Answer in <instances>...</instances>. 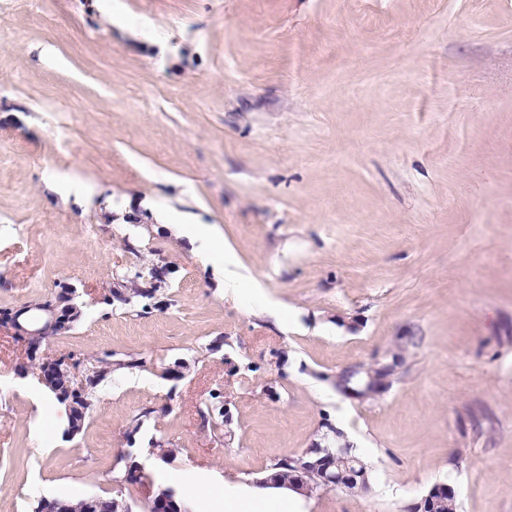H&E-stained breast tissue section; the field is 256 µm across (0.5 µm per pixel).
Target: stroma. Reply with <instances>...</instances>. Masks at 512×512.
Listing matches in <instances>:
<instances>
[{
    "label": "stroma",
    "mask_w": 512,
    "mask_h": 512,
    "mask_svg": "<svg viewBox=\"0 0 512 512\" xmlns=\"http://www.w3.org/2000/svg\"><path fill=\"white\" fill-rule=\"evenodd\" d=\"M61 358L109 364L73 436L32 399ZM340 435L368 488L297 512H512V0H0V512H215L200 478ZM171 225H175L189 241L192 250L202 258H207L220 247L219 232L215 227L210 226L211 224L179 222ZM391 371L392 367L384 366L372 372H366L358 381L361 393L373 394L380 391L384 387L387 378L391 375ZM448 490H451V488L447 485H438L432 488L429 494L423 497L422 502L419 503L421 507L424 504V512H436L439 500L442 499L444 493L448 492ZM442 509L443 510L437 512H456V501L454 494L447 497V500L442 506ZM149 512H191L172 488H160L149 500ZM63 501H65L68 506L69 510L66 512H86L85 506L87 511L90 512H103L107 508V504L112 508V512H129V508L125 505H123L120 501H118L116 498L112 497V500H106L101 496H89L82 499L77 500H71L66 498H60ZM85 501V504H84Z\"/></svg>",
    "instance_id": "obj_1"
}]
</instances>
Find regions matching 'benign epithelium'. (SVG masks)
<instances>
[{
  "instance_id": "1",
  "label": "benign epithelium",
  "mask_w": 512,
  "mask_h": 512,
  "mask_svg": "<svg viewBox=\"0 0 512 512\" xmlns=\"http://www.w3.org/2000/svg\"><path fill=\"white\" fill-rule=\"evenodd\" d=\"M78 365L71 364L66 360H57L50 364L40 366L38 380L56 397L66 404L70 424L68 433L71 435L79 431V419L84 416L91 407V401L87 398L85 380H80V386L71 387L75 370ZM349 452L347 444H339L334 448H310L298 458L292 460L293 472L297 473L292 487L300 485L308 492L319 490H331L343 488L347 485H356L364 489L368 485L367 475L354 468L353 464L345 459ZM314 472L320 478V485L313 487L303 480V475ZM450 487L438 485L432 488L429 494L423 497L422 504L426 512H436L439 500ZM88 512H104L106 508H112V512H129L117 499L106 500L101 496H89L85 500ZM149 512H191L185 502L177 496L172 488H161L153 493L149 500Z\"/></svg>"
}]
</instances>
